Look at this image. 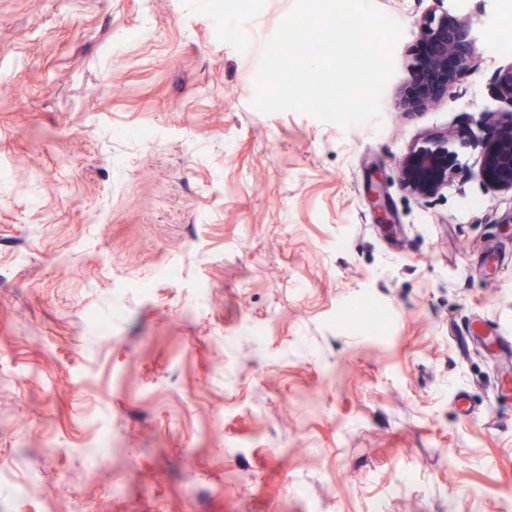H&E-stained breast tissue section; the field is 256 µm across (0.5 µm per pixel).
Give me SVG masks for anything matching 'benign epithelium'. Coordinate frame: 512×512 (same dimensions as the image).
Returning <instances> with one entry per match:
<instances>
[{
  "label": "benign epithelium",
  "instance_id": "obj_1",
  "mask_svg": "<svg viewBox=\"0 0 512 512\" xmlns=\"http://www.w3.org/2000/svg\"><path fill=\"white\" fill-rule=\"evenodd\" d=\"M421 40L427 44L430 65L424 74L429 92L417 96L406 90L399 106L405 109L424 107L449 85L465 79L474 68L473 49L487 37L475 19L467 16L436 15L431 11L419 24ZM500 98L512 105V68L496 78ZM405 174L412 187L428 194L448 182V152L420 151L411 155ZM483 175L493 186L512 189V127H504L495 142L485 149Z\"/></svg>",
  "mask_w": 512,
  "mask_h": 512
}]
</instances>
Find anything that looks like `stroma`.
<instances>
[{
	"mask_svg": "<svg viewBox=\"0 0 512 512\" xmlns=\"http://www.w3.org/2000/svg\"><path fill=\"white\" fill-rule=\"evenodd\" d=\"M220 3L0 0V512H512V0H375L395 73L347 127L253 104L294 0ZM430 9L488 37L408 112ZM485 149L483 175L493 186L512 189V127L501 128ZM405 174L412 187L428 194L448 182V152L431 150L415 152L406 163Z\"/></svg>",
	"mask_w": 512,
	"mask_h": 512,
	"instance_id": "obj_1",
	"label": "stroma"
}]
</instances>
